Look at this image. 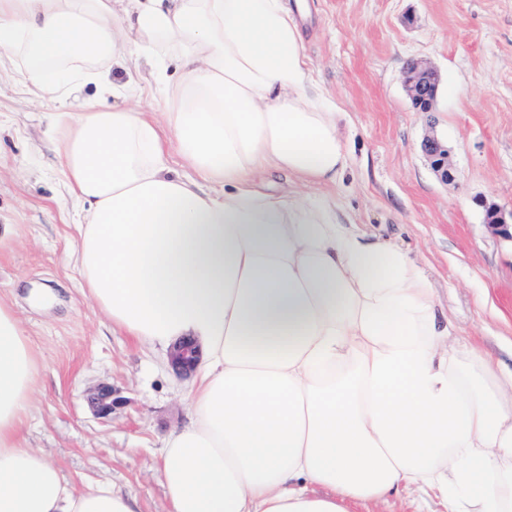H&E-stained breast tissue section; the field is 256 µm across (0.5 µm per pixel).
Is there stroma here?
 I'll use <instances>...</instances> for the list:
<instances>
[{"mask_svg": "<svg viewBox=\"0 0 512 512\" xmlns=\"http://www.w3.org/2000/svg\"><path fill=\"white\" fill-rule=\"evenodd\" d=\"M314 80L349 113L351 155L332 192L363 232L407 250L429 274L463 341L512 368V241L484 225L483 204L512 209V0H288ZM428 60L439 88L417 111L402 83ZM30 62L0 68V298L11 300L42 355L23 447L44 452L76 489L105 482L140 512H163V438L188 416L192 374L168 351L113 330L80 288L73 226L81 206L59 169L50 113L80 111L94 85L66 105L26 91ZM448 142L457 170L443 183L421 142ZM111 385L109 420L90 387Z\"/></svg>", "mask_w": 512, "mask_h": 512, "instance_id": "35a3bbf8", "label": "stroma"}]
</instances>
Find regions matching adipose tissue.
I'll return each instance as SVG.
<instances>
[{
	"instance_id": "adipose-tissue-1",
	"label": "adipose tissue",
	"mask_w": 512,
	"mask_h": 512,
	"mask_svg": "<svg viewBox=\"0 0 512 512\" xmlns=\"http://www.w3.org/2000/svg\"><path fill=\"white\" fill-rule=\"evenodd\" d=\"M17 53L39 98L72 79L135 96L109 78L121 61L160 99L157 119L57 113L56 150L84 294L136 342L203 350L163 442L166 512H348L400 490L512 512V371L460 342L404 249L296 189L336 185L350 149L286 0H0ZM40 365L0 300V512H139L19 446Z\"/></svg>"
}]
</instances>
